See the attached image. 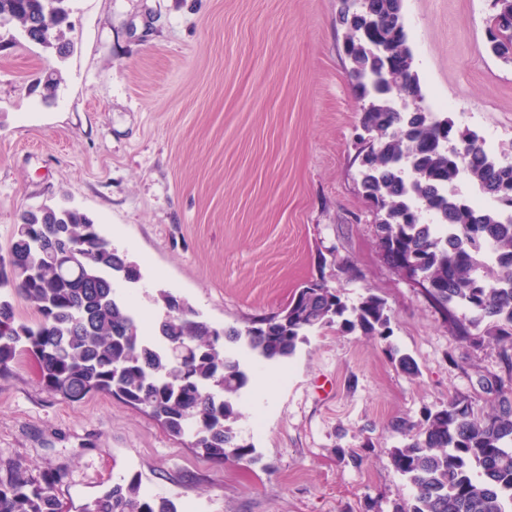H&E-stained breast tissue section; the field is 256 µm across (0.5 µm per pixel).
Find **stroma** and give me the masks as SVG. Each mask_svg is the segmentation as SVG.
I'll use <instances>...</instances> for the list:
<instances>
[{
    "label": "stroma",
    "instance_id": "35a3bbf8",
    "mask_svg": "<svg viewBox=\"0 0 512 512\" xmlns=\"http://www.w3.org/2000/svg\"><path fill=\"white\" fill-rule=\"evenodd\" d=\"M338 6L71 0L62 59L0 30V255L20 212L64 204L138 262L140 281L115 289L150 318L165 289L241 329L322 281L350 305L382 298L392 328L385 340L316 330L278 362L246 355L233 430L255 460L240 465L199 455L116 397L66 402L23 358L0 379V471L59 475L66 505L135 476L179 512H394L410 494L387 455L403 441L395 420L452 396L496 407L480 384L498 371L495 349L458 339L470 311L439 306L384 255L359 185ZM489 13L490 0H403L426 106L512 160V64L487 49Z\"/></svg>",
    "mask_w": 512,
    "mask_h": 512
}]
</instances>
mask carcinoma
<instances>
[{
    "mask_svg": "<svg viewBox=\"0 0 512 512\" xmlns=\"http://www.w3.org/2000/svg\"><path fill=\"white\" fill-rule=\"evenodd\" d=\"M69 0H0V17L16 25L11 39L54 48L65 57ZM340 0L336 23L351 46L349 73L368 137L360 140V185L375 209L385 248L414 261L440 305L472 313L462 340L498 349L497 408L474 409L459 397L414 423L398 420L404 442L389 450L411 488L395 512H512V163L490 153L480 136L422 109L396 110L397 100L423 103L402 13L403 0ZM490 52L512 63V0H492ZM467 178L495 205L477 207L448 187ZM8 256H0V378L21 359L37 363L45 387L77 402L104 393L144 411L175 438L215 461L248 463L232 423L250 376L226 343L266 361L292 356L308 333L339 325L391 336L386 303L375 295L349 307L323 282L300 288L280 312L244 329H218L167 290L166 309L150 333L113 283L141 275L140 266L103 236L78 208L43 206L19 215ZM22 299L33 317L15 307ZM59 477L34 476L19 463L0 476V512H63ZM77 512H178L166 498L141 491L133 477L115 483Z\"/></svg>",
    "mask_w": 512,
    "mask_h": 512,
    "instance_id": "obj_1",
    "label": "carcinoma"
}]
</instances>
